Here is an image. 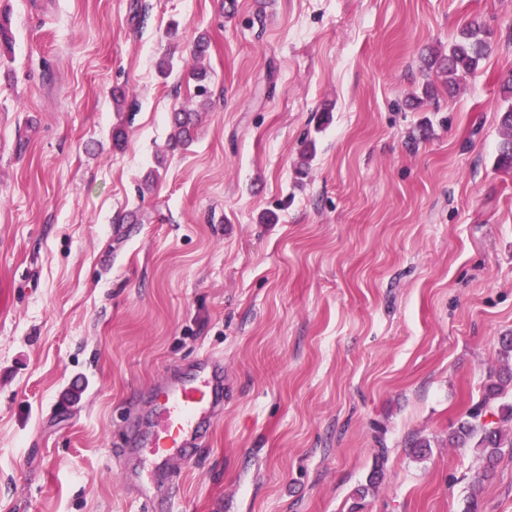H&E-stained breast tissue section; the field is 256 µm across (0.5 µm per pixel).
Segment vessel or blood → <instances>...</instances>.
Here are the masks:
<instances>
[{
	"instance_id": "1",
	"label": "vessel or blood",
	"mask_w": 512,
	"mask_h": 512,
	"mask_svg": "<svg viewBox=\"0 0 512 512\" xmlns=\"http://www.w3.org/2000/svg\"><path fill=\"white\" fill-rule=\"evenodd\" d=\"M223 406L224 359L208 353L196 360L191 374L173 370L153 390L138 445L154 460L190 461Z\"/></svg>"
}]
</instances>
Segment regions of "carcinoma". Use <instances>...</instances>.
<instances>
[{
	"label": "carcinoma",
	"instance_id": "1",
	"mask_svg": "<svg viewBox=\"0 0 512 512\" xmlns=\"http://www.w3.org/2000/svg\"><path fill=\"white\" fill-rule=\"evenodd\" d=\"M491 50L486 31L477 22L463 27L459 35L448 46V53L435 55L425 60L427 70L436 69L448 93L455 92L460 83L474 75L481 62ZM502 98L506 106L499 110L500 125L504 137L500 141L497 165L512 170V79L502 84ZM172 124L173 146H186L194 139L196 113L179 111L174 113ZM502 364L489 374L483 387L480 403L468 413L467 418L458 422L457 427L448 433V444L454 448H467L471 445L482 449L485 468L494 469L501 455V449L512 448V402L507 401L508 387L512 385V336L501 339ZM497 407L499 420H482L483 411Z\"/></svg>",
	"mask_w": 512,
	"mask_h": 512
}]
</instances>
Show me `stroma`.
Returning a JSON list of instances; mask_svg holds the SVG:
<instances>
[{"label": "stroma", "mask_w": 512, "mask_h": 512, "mask_svg": "<svg viewBox=\"0 0 512 512\" xmlns=\"http://www.w3.org/2000/svg\"><path fill=\"white\" fill-rule=\"evenodd\" d=\"M1 16L0 512H143L144 487L154 512H512V451L487 474L447 440L512 334V0ZM473 20L491 50L452 96L422 59ZM181 108L198 134L175 149ZM207 352L224 408L202 448L144 463L149 391ZM502 98L507 105L499 112L500 125L504 130V137L500 141L497 154V165L505 171L512 170V79L502 84Z\"/></svg>", "instance_id": "1"}]
</instances>
